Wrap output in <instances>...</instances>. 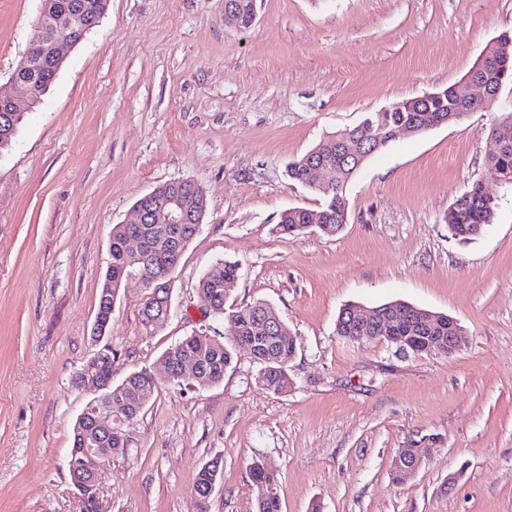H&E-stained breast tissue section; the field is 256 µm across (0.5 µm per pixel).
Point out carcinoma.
<instances>
[{"label": "carcinoma", "instance_id": "obj_1", "mask_svg": "<svg viewBox=\"0 0 512 512\" xmlns=\"http://www.w3.org/2000/svg\"><path fill=\"white\" fill-rule=\"evenodd\" d=\"M78 2L85 22L100 19L106 12L108 0H53V7L64 11ZM58 74V69L46 64L41 69L40 79L36 87V101L47 92ZM483 78L493 90H503L512 83V61L505 66L492 68L482 73ZM418 102L411 98L395 103L388 112L370 114L374 121L373 137L348 154H338L336 136L323 137L318 144L302 156L288 164V178L301 186L314 191L324 198L322 207L313 212L295 207L283 211L277 227L283 235L303 233L311 225L312 215L319 216L317 229L325 235H334L347 220L348 201L346 187L361 165L375 152L386 147L393 141L392 131L400 122H413L416 128L427 129L434 122V117H448L444 107L448 101L435 96L428 97L423 103L425 111L408 112L406 108ZM328 163L336 169V185L330 194L323 192L318 181V168ZM487 173L506 184L512 185V130L496 129L488 136L486 152ZM192 192V184L175 180L153 189V193L145 194L136 201V206L145 211L148 221L138 225L137 234L143 239L144 250L132 254L126 247L131 234L128 224H116L112 228L110 242V261L104 282L99 294L96 318L104 325L112 319L111 309L105 305L106 295H117L122 283L129 277L136 266L149 264L154 268L157 282L141 308V322L153 327L152 319L163 309V304L170 294V272L178 266L183 253L197 234L198 225L203 222L206 208L196 207L189 215V223L177 226L178 233L174 237L159 235L157 228L160 221L158 201L174 194L188 195ZM495 215V203L492 198L482 192V184L475 183L470 190L456 198L448 209V231L459 240H469L479 235L486 226L492 224ZM239 266L234 262L218 261L200 279L199 293L210 306L213 313L224 314V306L230 297L229 286L238 279ZM359 305L347 304L339 312L336 320V333L342 337L356 330L360 325L357 315ZM397 309L404 318V334L407 336L422 335L420 317L428 314L425 309H417L405 302L395 301L378 306L385 311ZM234 328V339L227 345L220 336L192 334L184 337L164 353V362L179 370L186 360L194 362L200 373L184 380L185 386L206 388L220 383L224 379L225 369L232 363L234 349L237 347L248 350L255 359L263 364L261 372L262 386L273 393H281L288 388V362L296 353V339L288 329V325L280 319L274 308L264 302H256L240 307L229 314ZM103 361L99 364L98 377L105 392L112 393V399L122 403V416L136 419L144 410L143 400L151 398L158 390V384L150 372L139 370L131 372L121 382L112 384V366L114 353L108 345L101 347ZM98 438L102 452L112 450L118 454L124 452L128 440L118 431L111 432L101 423L94 420L76 421L73 428L72 448L82 447L84 436ZM415 449L406 448L399 457L392 461V475L399 481L409 473L408 462L413 460ZM218 473V465L211 461L204 464L197 474L194 494L199 512H209V497L206 495L208 486ZM249 478L256 491V512H280V498L276 493L278 477L276 472L261 462L249 466Z\"/></svg>", "mask_w": 512, "mask_h": 512}]
</instances>
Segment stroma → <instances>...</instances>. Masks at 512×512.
I'll use <instances>...</instances> for the list:
<instances>
[{"label":"stroma","instance_id":"1","mask_svg":"<svg viewBox=\"0 0 512 512\" xmlns=\"http://www.w3.org/2000/svg\"><path fill=\"white\" fill-rule=\"evenodd\" d=\"M42 0H0V85L36 35ZM512 33V0H257L247 29L224 0H109L12 146L0 152V512H78L73 426L90 395L112 227L135 202L188 179L205 192L198 234L171 275L169 318L145 329L150 275L133 269L104 342L113 383L159 381L100 471V512H197L194 483L219 460L209 512H255L248 467L279 475L281 512H512V188L486 173L487 136L512 91L426 133H397L346 189L332 236H284L281 212L322 197L290 161L371 112L456 82ZM482 182L497 200L481 235L448 232L451 203ZM238 263L227 309L269 303L297 339L286 392L237 350L221 383L164 379V351L195 332L232 342L198 282ZM402 300L453 317V355L405 354L336 333L340 308ZM428 451L395 482L397 449Z\"/></svg>","mask_w":512,"mask_h":512}]
</instances>
